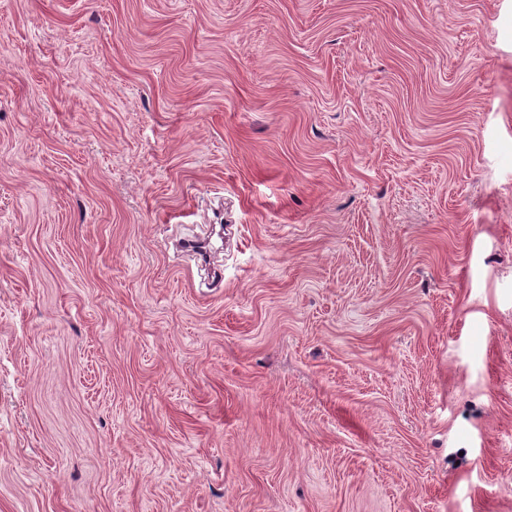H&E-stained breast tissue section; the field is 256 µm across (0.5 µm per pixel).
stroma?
I'll return each mask as SVG.
<instances>
[{
    "label": "stroma",
    "mask_w": 512,
    "mask_h": 512,
    "mask_svg": "<svg viewBox=\"0 0 512 512\" xmlns=\"http://www.w3.org/2000/svg\"><path fill=\"white\" fill-rule=\"evenodd\" d=\"M0 512H512V0H0Z\"/></svg>",
    "instance_id": "1"
}]
</instances>
